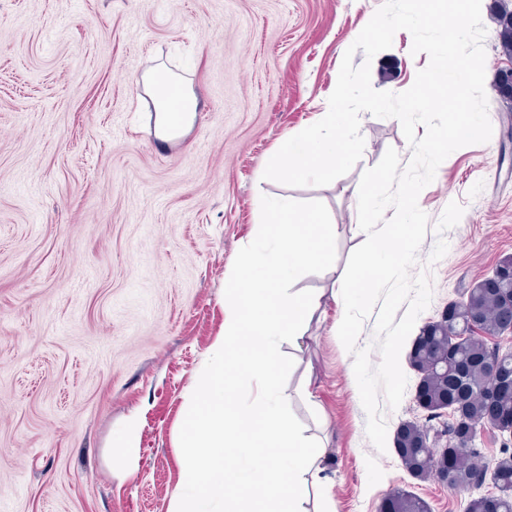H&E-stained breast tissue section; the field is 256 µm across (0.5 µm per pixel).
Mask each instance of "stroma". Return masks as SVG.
Masks as SVG:
<instances>
[{
    "label": "stroma",
    "instance_id": "stroma-1",
    "mask_svg": "<svg viewBox=\"0 0 512 512\" xmlns=\"http://www.w3.org/2000/svg\"><path fill=\"white\" fill-rule=\"evenodd\" d=\"M493 0H482L490 140L438 167L418 204L445 232L428 258L438 319L476 276L512 256V108L494 89L511 60L497 47ZM383 0H0V512H169L183 477L188 396L224 334V292L260 221V198L323 202L336 260L297 290H331L365 240L363 172L387 149L409 161L393 118L362 113L360 161L332 183L264 179L287 134L328 111L343 56ZM398 31L371 63V84L399 93L427 66ZM161 68L188 82L197 112L171 142L154 135V103L138 78ZM342 301L326 298L284 391L307 433L328 445L331 512H378L399 489L430 512H464L468 495L421 479L394 445L378 451L353 355L336 337ZM405 341L403 399L384 410L388 436L428 424ZM138 420L132 465L113 471L115 443Z\"/></svg>",
    "mask_w": 512,
    "mask_h": 512
}]
</instances>
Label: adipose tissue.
I'll use <instances>...</instances> for the list:
<instances>
[{"instance_id":"1","label":"adipose tissue","mask_w":512,"mask_h":512,"mask_svg":"<svg viewBox=\"0 0 512 512\" xmlns=\"http://www.w3.org/2000/svg\"><path fill=\"white\" fill-rule=\"evenodd\" d=\"M158 114L156 135L167 138L170 132L191 123L197 108L196 97L192 90L184 86L177 75L153 71L144 80Z\"/></svg>"}]
</instances>
